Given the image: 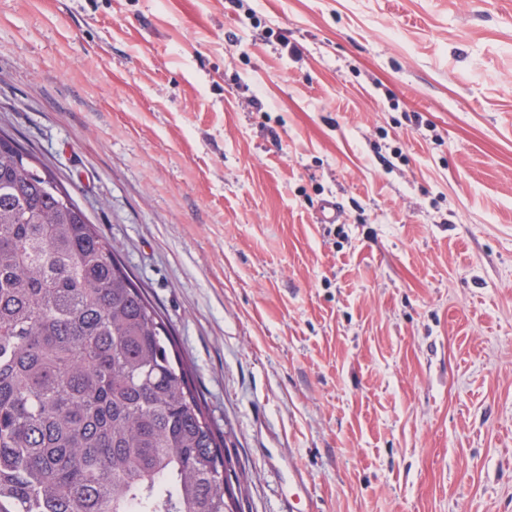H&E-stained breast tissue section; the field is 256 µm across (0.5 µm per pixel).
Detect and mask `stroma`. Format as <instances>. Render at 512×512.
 I'll return each mask as SVG.
<instances>
[{"label": "stroma", "mask_w": 512, "mask_h": 512, "mask_svg": "<svg viewBox=\"0 0 512 512\" xmlns=\"http://www.w3.org/2000/svg\"><path fill=\"white\" fill-rule=\"evenodd\" d=\"M1 127L169 322L244 512H512V0H0Z\"/></svg>", "instance_id": "1"}]
</instances>
